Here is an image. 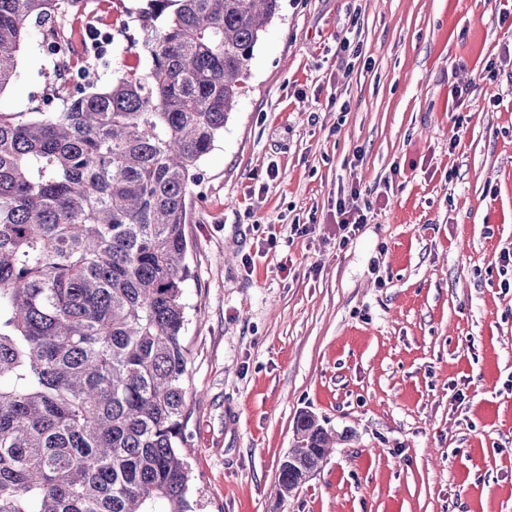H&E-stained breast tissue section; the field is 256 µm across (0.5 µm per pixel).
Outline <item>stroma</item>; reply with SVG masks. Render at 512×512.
Wrapping results in <instances>:
<instances>
[{"mask_svg":"<svg viewBox=\"0 0 512 512\" xmlns=\"http://www.w3.org/2000/svg\"><path fill=\"white\" fill-rule=\"evenodd\" d=\"M507 6L280 0L189 198L195 512H512V73L481 70L512 49ZM86 11L112 39L74 70L143 64L118 0ZM18 69L0 109L45 110L38 38ZM350 188L368 222L344 243ZM302 412L336 446L282 499Z\"/></svg>","mask_w":512,"mask_h":512,"instance_id":"obj_1","label":"stroma"}]
</instances>
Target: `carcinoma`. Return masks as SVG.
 <instances>
[{
    "label": "carcinoma",
    "instance_id": "cac0c4a2",
    "mask_svg": "<svg viewBox=\"0 0 512 512\" xmlns=\"http://www.w3.org/2000/svg\"><path fill=\"white\" fill-rule=\"evenodd\" d=\"M81 2L0 0V92L34 32L67 61ZM278 8L144 0L126 8L144 67L34 118L0 109V512H192L188 200ZM335 444L300 414L279 497Z\"/></svg>",
    "mask_w": 512,
    "mask_h": 512
}]
</instances>
